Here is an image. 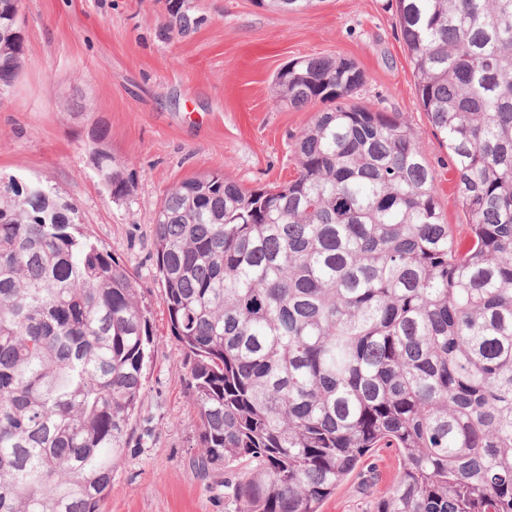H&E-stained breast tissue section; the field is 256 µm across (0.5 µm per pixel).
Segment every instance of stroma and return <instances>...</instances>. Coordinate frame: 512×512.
<instances>
[{
    "mask_svg": "<svg viewBox=\"0 0 512 512\" xmlns=\"http://www.w3.org/2000/svg\"><path fill=\"white\" fill-rule=\"evenodd\" d=\"M178 5L200 19L189 33L164 27ZM22 14L26 63L0 95V176L40 179L74 204L80 231L133 273L152 330L126 461L104 510L235 512L223 488L190 465L198 417L156 279L154 214L196 174L220 169L247 189L292 179L294 138L315 111L279 107L271 83L289 60L315 56L360 65L361 100L413 128L449 223H465L448 155L414 92L396 2L324 0L282 14L256 0H23ZM98 128L135 186L127 200H113L94 167ZM398 472L395 453L377 450L321 512H372Z\"/></svg>",
    "mask_w": 512,
    "mask_h": 512,
    "instance_id": "obj_1",
    "label": "stroma"
}]
</instances>
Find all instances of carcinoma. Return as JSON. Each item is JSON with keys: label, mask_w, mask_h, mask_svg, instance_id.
<instances>
[{"label": "carcinoma", "mask_w": 512, "mask_h": 512, "mask_svg": "<svg viewBox=\"0 0 512 512\" xmlns=\"http://www.w3.org/2000/svg\"><path fill=\"white\" fill-rule=\"evenodd\" d=\"M20 8L0 0V90L25 65ZM396 14L464 237L413 129L355 101L366 74L344 57L274 78L277 104L325 105L296 136L294 179L246 189L212 171L155 213L192 467H244L223 484L237 512H320L377 448L400 472L374 512H512V0H396ZM173 17L182 34L199 24ZM92 140L112 198L133 195ZM74 214L38 180L0 178V512H103L140 404L136 280Z\"/></svg>", "instance_id": "1"}]
</instances>
